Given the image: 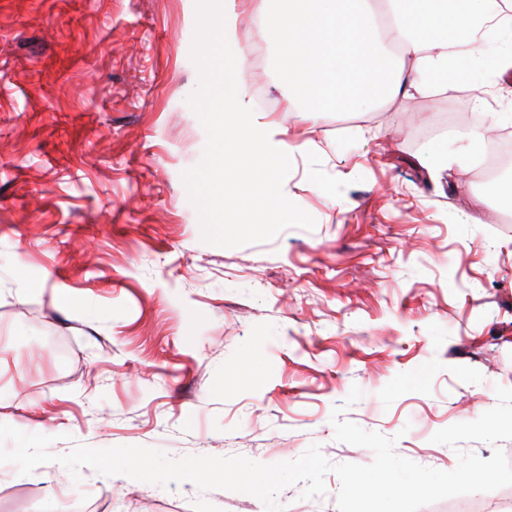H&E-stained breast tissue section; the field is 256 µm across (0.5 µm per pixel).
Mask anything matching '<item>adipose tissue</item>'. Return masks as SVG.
<instances>
[{
    "instance_id": "1",
    "label": "adipose tissue",
    "mask_w": 512,
    "mask_h": 512,
    "mask_svg": "<svg viewBox=\"0 0 512 512\" xmlns=\"http://www.w3.org/2000/svg\"><path fill=\"white\" fill-rule=\"evenodd\" d=\"M288 0L258 14L263 37L282 47L283 73L307 112H364L423 91L421 74L447 77L467 48L483 79L512 70V0ZM496 39L493 55L482 53Z\"/></svg>"
}]
</instances>
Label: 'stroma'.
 Instances as JSON below:
<instances>
[{
  "instance_id": "35a3bbf8",
  "label": "stroma",
  "mask_w": 512,
  "mask_h": 512,
  "mask_svg": "<svg viewBox=\"0 0 512 512\" xmlns=\"http://www.w3.org/2000/svg\"><path fill=\"white\" fill-rule=\"evenodd\" d=\"M244 81L287 142V198L314 217L272 240L202 239L182 174L206 132L187 99L196 0H0V423L76 446L273 464L334 438L331 413L395 438L443 471L432 443L512 388V224L479 192L463 134L512 112V81L460 68L365 112L294 109L276 44L234 0ZM363 395L345 400L352 387ZM285 512H337L340 482ZM266 512L258 498L184 481H108L57 461L0 465V512Z\"/></svg>"
}]
</instances>
